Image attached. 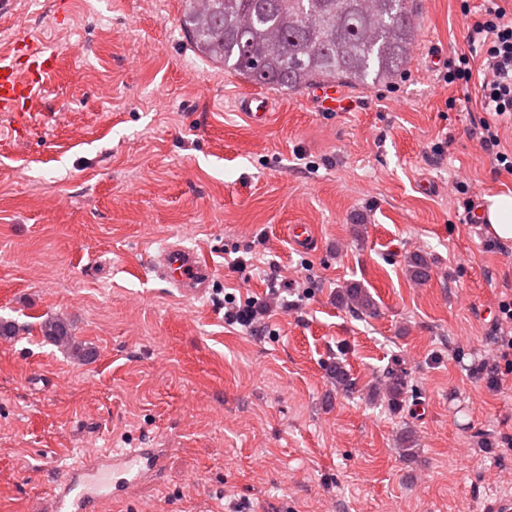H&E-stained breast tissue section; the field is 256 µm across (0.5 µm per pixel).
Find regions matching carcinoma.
Segmentation results:
<instances>
[{
    "label": "carcinoma",
    "instance_id": "cac0c4a2",
    "mask_svg": "<svg viewBox=\"0 0 512 512\" xmlns=\"http://www.w3.org/2000/svg\"><path fill=\"white\" fill-rule=\"evenodd\" d=\"M204 12L188 5L187 36L205 58L243 79L294 92L321 82L367 88L391 79L412 58L414 0H207ZM341 299L356 314L374 300L350 287ZM42 336L82 361L94 350L79 343L63 320L45 316ZM388 406L398 407L404 382L385 376Z\"/></svg>",
    "mask_w": 512,
    "mask_h": 512
}]
</instances>
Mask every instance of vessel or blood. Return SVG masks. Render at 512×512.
Here are the masks:
<instances>
[{"instance_id":"vessel-or-blood-1","label":"vessel or blood","mask_w":512,"mask_h":512,"mask_svg":"<svg viewBox=\"0 0 512 512\" xmlns=\"http://www.w3.org/2000/svg\"><path fill=\"white\" fill-rule=\"evenodd\" d=\"M26 51L39 63L37 72L22 70L15 52L0 53V112H24L38 100L48 77L52 49L26 44ZM240 111L251 122L267 124L268 102L252 93L239 102ZM152 271L186 297L200 298L208 292L213 268L205 254L179 245L163 247L149 260ZM167 456L163 440L147 448H114L87 452L81 462L59 476L46 512H101L103 502L116 493L154 483L161 475Z\"/></svg>"}]
</instances>
